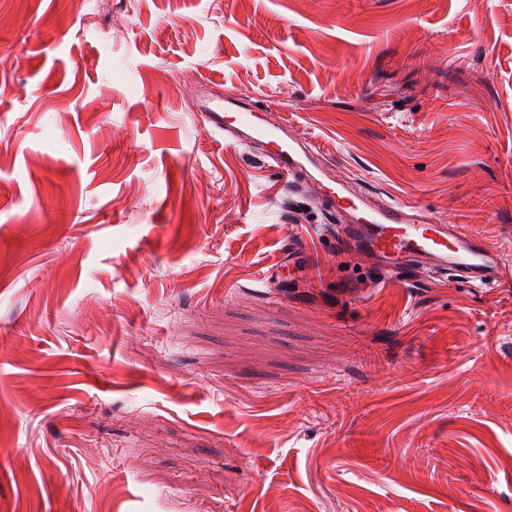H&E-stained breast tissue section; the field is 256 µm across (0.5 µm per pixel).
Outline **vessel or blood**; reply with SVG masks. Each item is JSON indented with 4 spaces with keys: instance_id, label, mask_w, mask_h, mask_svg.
Listing matches in <instances>:
<instances>
[{
    "instance_id": "1",
    "label": "vessel or blood",
    "mask_w": 512,
    "mask_h": 512,
    "mask_svg": "<svg viewBox=\"0 0 512 512\" xmlns=\"http://www.w3.org/2000/svg\"><path fill=\"white\" fill-rule=\"evenodd\" d=\"M201 111L206 112L214 128L228 132L240 128L252 130L256 137L266 139L267 158L285 177L301 171L307 153L299 141L284 142L277 129L260 127L253 112L243 109L224 115L222 99L202 96ZM329 208L349 213L353 222L362 224L373 234V245L397 256H413L431 263L435 272L465 273L474 281L506 282L512 280V261L503 254L478 249L467 232L447 229L445 225L417 219L399 206L364 211L359 196L343 187L331 188L326 196Z\"/></svg>"
}]
</instances>
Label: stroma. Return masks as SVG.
I'll list each match as a JSON object with an SVG mask.
<instances>
[{"instance_id": "35a3bbf8", "label": "stroma", "mask_w": 512, "mask_h": 512, "mask_svg": "<svg viewBox=\"0 0 512 512\" xmlns=\"http://www.w3.org/2000/svg\"><path fill=\"white\" fill-rule=\"evenodd\" d=\"M111 2L0 0V512H512V282L324 203L512 258V0ZM200 111L207 112L208 119L217 130L233 132L240 128L250 129L257 138L267 139V158L285 177H294L302 170V159L309 155L297 140L284 142L277 128L260 127L255 124L258 117L248 109L233 112L224 119V102L220 98L204 94L200 101ZM326 202L336 213L349 212L352 222L373 234V246L397 256H413L432 263L436 273H465L472 281L510 282L511 263L501 253L475 249L469 233L417 219L403 207L363 210L359 196L341 185L328 188Z\"/></svg>"}]
</instances>
